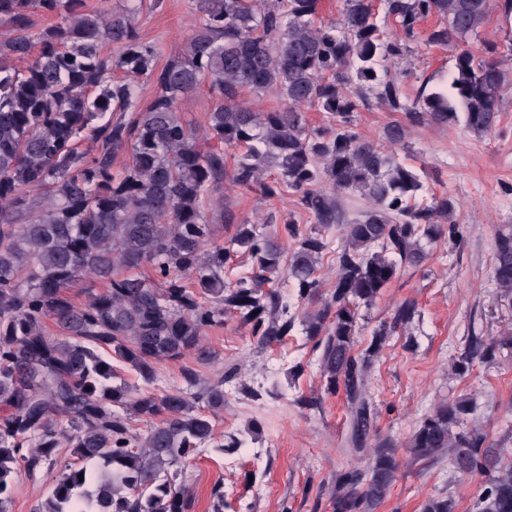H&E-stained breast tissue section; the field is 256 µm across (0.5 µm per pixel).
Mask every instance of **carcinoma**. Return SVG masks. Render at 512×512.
I'll return each mask as SVG.
<instances>
[{"instance_id":"obj_1","label":"carcinoma","mask_w":512,"mask_h":512,"mask_svg":"<svg viewBox=\"0 0 512 512\" xmlns=\"http://www.w3.org/2000/svg\"><path fill=\"white\" fill-rule=\"evenodd\" d=\"M141 6L90 12L85 0H0V24L10 27L0 40V403L10 409L0 419V512L16 470L51 467L61 448L71 459L37 512H195L180 480L187 459L242 445L216 431L227 380L201 387L186 368L181 387L165 388L156 366L186 354L209 365L215 355L203 336L228 315L265 346L297 325L317 340L325 391L344 389L350 442L363 449L374 428L372 358L416 307L398 306L358 354L361 309L425 260L424 244L453 237L439 217L454 205L360 135L357 107L373 97L412 123L462 120L485 135L499 124L507 73L469 46L490 0H385L404 34L434 17L428 40L454 50L449 89L422 88L411 102L379 75L403 47L377 23L373 0H344L341 18L320 25L318 0H200L202 25L161 68L139 36ZM38 9L56 22L34 32ZM105 43L119 53L104 54ZM144 79L156 93L141 106ZM204 82L212 103L199 133L180 104ZM270 93L281 105L258 108ZM312 108L327 114L324 126H309ZM226 148L236 152L231 168ZM121 155L130 162L117 170ZM226 180L269 198L293 193L310 225L245 222L222 240L206 207ZM356 192L369 207L350 219L342 201ZM334 229L336 280L324 293L319 260ZM240 257L249 270H239ZM491 273L512 294V230L495 239ZM85 278L105 288L76 305L70 290ZM295 301L320 309L299 321ZM491 348L471 341L459 367ZM117 362L142 385L120 379ZM465 412L463 400L435 405L404 451L446 452L459 472L487 474L477 512H512V466L483 449L481 434L454 432ZM397 454L376 448L366 468L340 473L333 512H374L397 480Z\"/></svg>"}]
</instances>
